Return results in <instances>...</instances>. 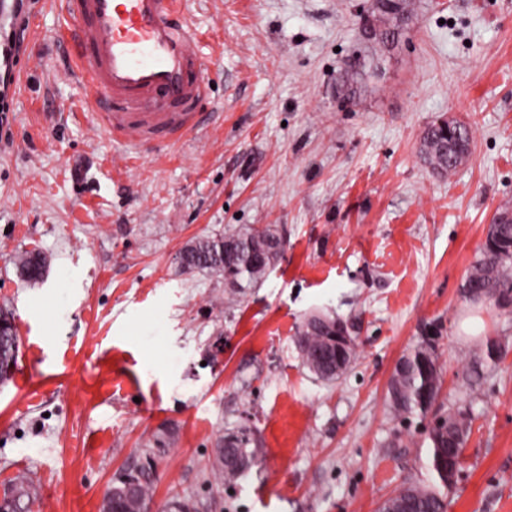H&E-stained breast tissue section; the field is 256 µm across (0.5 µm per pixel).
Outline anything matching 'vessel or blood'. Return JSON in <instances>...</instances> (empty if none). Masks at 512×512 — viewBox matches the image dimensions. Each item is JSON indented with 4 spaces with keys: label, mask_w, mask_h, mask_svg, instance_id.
<instances>
[{
    "label": "vessel or blood",
    "mask_w": 512,
    "mask_h": 512,
    "mask_svg": "<svg viewBox=\"0 0 512 512\" xmlns=\"http://www.w3.org/2000/svg\"><path fill=\"white\" fill-rule=\"evenodd\" d=\"M61 35L90 88L98 126L145 151L197 127L207 96L200 35L183 0H64Z\"/></svg>",
    "instance_id": "b4317fda"
}]
</instances>
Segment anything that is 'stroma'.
I'll return each mask as SVG.
<instances>
[{"mask_svg":"<svg viewBox=\"0 0 512 512\" xmlns=\"http://www.w3.org/2000/svg\"><path fill=\"white\" fill-rule=\"evenodd\" d=\"M184 2L211 89L193 134L145 152L92 129L59 0L26 16L0 142V310L27 384L0 385V494L24 476L30 512H100L148 467V512H378L434 481L430 429L462 408L447 512H512V307L462 291L512 207V0H411L384 49L361 38L376 0ZM441 117L474 132L442 174L420 153ZM261 225L288 246L234 308L223 281L181 269L188 243ZM34 250L36 283L13 264ZM314 312L357 344L332 383L295 345ZM428 340L439 397L396 415L390 377ZM242 427L260 454L227 485L216 440ZM14 265L23 279L36 282L43 278L47 261L41 253L24 251L16 254Z\"/></svg>","mask_w":512,"mask_h":512,"instance_id":"obj_1","label":"stroma"}]
</instances>
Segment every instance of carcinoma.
<instances>
[{
  "label": "carcinoma",
  "instance_id": "obj_1",
  "mask_svg": "<svg viewBox=\"0 0 512 512\" xmlns=\"http://www.w3.org/2000/svg\"><path fill=\"white\" fill-rule=\"evenodd\" d=\"M409 0H376L374 20L367 24L366 33L386 44L381 34L398 16L409 18ZM473 141L471 127L457 120L439 119L422 132L421 153L424 161L437 172H448L461 165L470 152ZM287 241L270 227L256 228L246 233L205 237L184 248L181 262L187 273L204 272L224 280V304L231 308L238 302L242 288L261 283L271 267L285 251ZM14 265L19 275L30 282L43 278L47 261L40 253L24 251L16 254ZM464 293L482 295L494 302L512 299V220L500 221L492 228L490 243L484 245L482 256L468 271ZM341 320L330 317L326 325L304 322L296 334V343L303 364L322 354L329 337L336 334ZM18 336L13 320L0 313V380L11 375L16 361ZM442 371L432 347L425 343L404 354L393 372L389 401L397 414H425L435 402L441 387ZM472 431L470 414L450 412L434 426L429 439L431 467L442 487L450 488L461 468L463 448ZM258 455L256 441L246 428L231 430L217 440L216 472L228 484L236 482L249 469ZM14 490L17 499L12 512H28L35 494L33 484L20 477ZM150 480L136 478L132 491L117 500L121 512H147L151 497ZM404 509V512H446L447 503L434 487L408 482L383 504V509Z\"/></svg>",
  "mask_w": 512,
  "mask_h": 512
}]
</instances>
